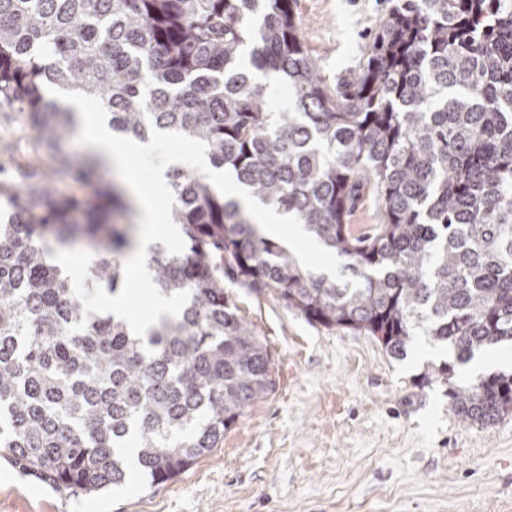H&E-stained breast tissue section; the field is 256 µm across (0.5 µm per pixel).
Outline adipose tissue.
I'll return each instance as SVG.
<instances>
[{"instance_id": "1", "label": "adipose tissue", "mask_w": 512, "mask_h": 512, "mask_svg": "<svg viewBox=\"0 0 512 512\" xmlns=\"http://www.w3.org/2000/svg\"><path fill=\"white\" fill-rule=\"evenodd\" d=\"M70 103L78 119L89 131V143L108 166L121 165L134 155L144 158L151 153L152 142L128 141L114 136L108 115L89 116L86 103L79 96H71ZM191 161L203 173L223 185L225 197L236 200L242 207L251 210L263 233L278 237L294 251L309 246L310 241L300 225L289 223L287 215L276 213L247 196L235 179L210 165L204 152H195ZM125 186L134 201L138 246L134 255L125 259L124 265L131 277L132 285L153 297L148 313L130 321L133 330L142 332L152 321L164 315L174 314L178 309V304L174 300L155 295L154 285L148 275L147 258L150 249L166 243H176L181 230L163 207V202L169 195L164 169L155 170L152 184L148 187L140 182L134 171H127Z\"/></svg>"}]
</instances>
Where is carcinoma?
Wrapping results in <instances>:
<instances>
[{
    "label": "carcinoma",
    "mask_w": 512,
    "mask_h": 512,
    "mask_svg": "<svg viewBox=\"0 0 512 512\" xmlns=\"http://www.w3.org/2000/svg\"><path fill=\"white\" fill-rule=\"evenodd\" d=\"M296 0H0V102L30 113L63 174L98 160L67 145L74 112L45 95L79 93L112 131L171 132L205 149L248 194L290 214L346 259L349 277L299 264L262 236L205 175L173 170L172 211L187 248L153 250L157 293L181 310L135 334L86 298L124 283L129 208L113 186L93 200L30 184L5 196L0 224V456L69 495L125 482L126 448L150 483L168 482L275 390L265 340L236 314L225 282L325 327L363 331L404 358L424 336L455 364L512 347V0H394L357 72L332 87L298 31ZM277 74L270 108L255 72ZM373 233L349 219L367 192ZM85 220L78 223L74 215ZM90 245L86 288L51 263ZM431 364L461 420L512 413V373L477 383ZM255 75L257 81L267 86L270 93L268 103L272 108L282 107L288 103V89L283 84L276 81L271 74L256 72Z\"/></svg>",
    "instance_id": "1"
}]
</instances>
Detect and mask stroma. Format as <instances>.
<instances>
[{
    "label": "stroma",
    "instance_id": "1",
    "mask_svg": "<svg viewBox=\"0 0 512 512\" xmlns=\"http://www.w3.org/2000/svg\"><path fill=\"white\" fill-rule=\"evenodd\" d=\"M390 0H297L301 38L328 84L350 77ZM0 222L5 192L26 182L94 197L98 180L56 174L28 113L0 105ZM226 290L272 354L274 392L175 479L132 474L104 496H68L0 459V512H512V415L461 421L445 389L420 388L446 359L418 338L405 359L366 334L326 328L276 291Z\"/></svg>",
    "mask_w": 512,
    "mask_h": 512
}]
</instances>
